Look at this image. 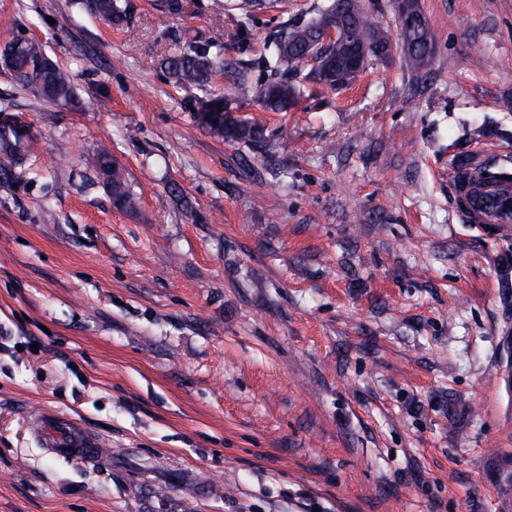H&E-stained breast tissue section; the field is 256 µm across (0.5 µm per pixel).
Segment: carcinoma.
Masks as SVG:
<instances>
[{
    "label": "carcinoma",
    "instance_id": "1",
    "mask_svg": "<svg viewBox=\"0 0 512 512\" xmlns=\"http://www.w3.org/2000/svg\"><path fill=\"white\" fill-rule=\"evenodd\" d=\"M85 8L93 15L111 25L126 23V8L120 0H84ZM400 37V56L404 66L414 77H419L427 69L431 58L423 57L425 50H435V36L430 27H423L415 17H406L397 23ZM376 23L364 10L358 16L351 30L352 40L365 43L371 40ZM310 32L303 24L275 33L270 38L272 53L264 61L267 79L255 91L260 106L273 112L288 110L299 96L297 70L300 61L292 60L291 55L301 56L304 44ZM11 51L12 60L7 70L19 83L31 90L39 98L57 106H75L78 99L72 74L61 68L56 62L43 61L40 70L29 72V66L35 64V55L43 50L41 43H33L25 38H17L5 46ZM224 45L217 38H203L196 34L184 36L181 49L162 61L168 76L184 87H204L208 85L213 73L224 69ZM324 56L318 58L304 75L303 80L321 88L334 90L345 87V81H336V71L325 74L324 64L342 54L338 44L323 47ZM207 112L196 115L197 123L213 135L229 142L258 143L268 156L277 153L278 145L272 139L265 138L263 131L238 118L231 117L232 108L224 95L217 94L200 102ZM34 142V136L28 130L18 127L0 128V143L10 152L13 162H24L28 150ZM91 165L104 179V185L112 197V205L119 211H133L137 208L138 198L128 186L124 169L112 159L105 149L96 153Z\"/></svg>",
    "mask_w": 512,
    "mask_h": 512
}]
</instances>
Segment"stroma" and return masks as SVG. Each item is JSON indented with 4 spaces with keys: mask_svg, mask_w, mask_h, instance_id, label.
I'll return each instance as SVG.
<instances>
[{
    "mask_svg": "<svg viewBox=\"0 0 512 512\" xmlns=\"http://www.w3.org/2000/svg\"><path fill=\"white\" fill-rule=\"evenodd\" d=\"M0 0V47L42 43L80 103L0 68V512H512V232L463 220L458 156L512 153V0H420L436 47L349 88L253 92L273 31L330 0ZM224 42L208 90L161 65L185 33ZM479 45V58L469 54ZM245 74V82L233 72ZM279 145L202 129L208 93ZM108 148L139 205L113 208ZM77 419L106 458L55 453L35 415ZM193 473L197 484L180 482ZM85 8L111 25L126 23V7L120 0H84ZM0 141L9 150L15 165H21L34 142V136L28 130L18 127H1Z\"/></svg>",
    "mask_w": 512,
    "mask_h": 512,
    "instance_id": "35a3bbf8",
    "label": "stroma"
}]
</instances>
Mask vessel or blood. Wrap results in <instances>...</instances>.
Listing matches in <instances>:
<instances>
[{"mask_svg": "<svg viewBox=\"0 0 512 512\" xmlns=\"http://www.w3.org/2000/svg\"><path fill=\"white\" fill-rule=\"evenodd\" d=\"M465 206L462 217L474 224L512 225V181L462 184ZM37 430L50 447L92 458L98 455L101 441L87 433L73 419L56 414H42L36 419Z\"/></svg>", "mask_w": 512, "mask_h": 512, "instance_id": "obj_1", "label": "vessel or blood"}]
</instances>
